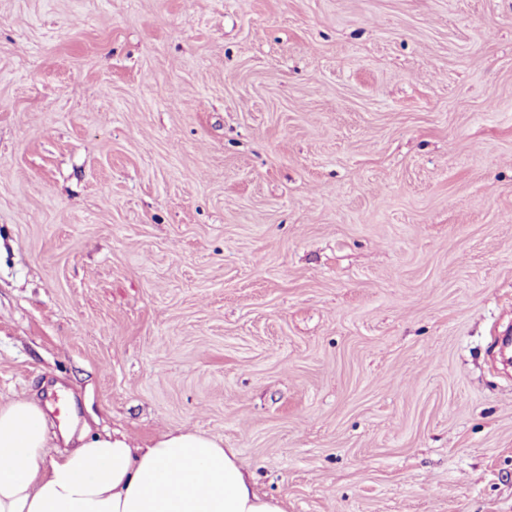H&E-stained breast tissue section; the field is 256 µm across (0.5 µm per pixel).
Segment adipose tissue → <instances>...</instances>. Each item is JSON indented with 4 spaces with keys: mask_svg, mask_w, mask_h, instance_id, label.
<instances>
[{
    "mask_svg": "<svg viewBox=\"0 0 512 512\" xmlns=\"http://www.w3.org/2000/svg\"><path fill=\"white\" fill-rule=\"evenodd\" d=\"M47 417L31 399L0 407V512H286L259 494L236 449L179 429L134 448L81 436L48 456Z\"/></svg>",
    "mask_w": 512,
    "mask_h": 512,
    "instance_id": "obj_1",
    "label": "adipose tissue"
}]
</instances>
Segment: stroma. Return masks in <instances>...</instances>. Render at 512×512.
<instances>
[{"label":"stroma","mask_w":512,"mask_h":512,"mask_svg":"<svg viewBox=\"0 0 512 512\" xmlns=\"http://www.w3.org/2000/svg\"><path fill=\"white\" fill-rule=\"evenodd\" d=\"M512 0H0V406L177 430L288 512H512Z\"/></svg>","instance_id":"obj_1"}]
</instances>
